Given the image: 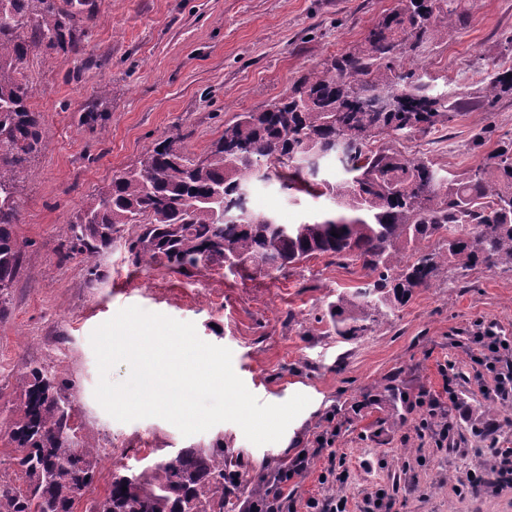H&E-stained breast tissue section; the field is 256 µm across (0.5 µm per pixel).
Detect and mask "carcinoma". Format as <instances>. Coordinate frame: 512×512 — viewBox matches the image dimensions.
Wrapping results in <instances>:
<instances>
[{
    "label": "carcinoma",
    "mask_w": 512,
    "mask_h": 512,
    "mask_svg": "<svg viewBox=\"0 0 512 512\" xmlns=\"http://www.w3.org/2000/svg\"><path fill=\"white\" fill-rule=\"evenodd\" d=\"M446 1L453 2L396 0L356 48L309 71L266 108L236 113L202 159L174 138L155 144L77 216L73 250L95 255L130 226L137 261L184 273L218 261L233 275L273 279L320 255L358 262L369 281L328 303L342 336L365 333L442 267L512 269V136L483 165L459 174L443 175L432 160L405 150L404 142L448 128L461 110L459 100L399 70L400 55L458 26L463 13L444 8ZM94 18V0H0V315L24 248L12 230L18 183L47 148L22 65L48 35L49 49L81 53ZM483 82V103L491 106L512 93V66H498ZM328 155L345 170L333 182L319 178ZM274 177L297 192L329 196L338 214L281 224L273 212L249 209L251 184ZM19 383L22 413L7 435L24 486L0 479V512H75L101 453L78 437L72 383L42 366ZM231 467L222 443L184 448L142 470L112 474L87 512H224Z\"/></svg>",
    "instance_id": "1"
}]
</instances>
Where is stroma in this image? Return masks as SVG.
<instances>
[{
    "label": "stroma",
    "instance_id": "obj_1",
    "mask_svg": "<svg viewBox=\"0 0 512 512\" xmlns=\"http://www.w3.org/2000/svg\"><path fill=\"white\" fill-rule=\"evenodd\" d=\"M394 0H95L96 20L78 55L31 53L23 68L30 105L44 115L48 147L18 184L25 248L0 316V476L14 446L5 434L21 407L19 376L37 362L74 382L82 437L118 451L101 459L87 499L113 472L142 468L183 448L223 443L244 479L273 477L301 452L309 466L289 483L292 512L309 499L343 500L346 512H512V488L495 483L496 448H512V399L496 396L512 370V271L444 269L361 336L337 335L326 315L340 291L365 281L360 265L324 255L277 278L228 276L220 264L178 273L135 262L121 238L96 261L69 250L70 226L114 174L135 167L158 141L176 137L204 156L238 112L264 108L313 67L364 41ZM463 29L404 69L466 103L447 131L416 136L408 152L444 172L482 161L472 136L492 126L512 135V95L481 102L493 66H512V0H475ZM103 119L83 123L89 110ZM250 204L280 223L333 209L325 196L255 182ZM100 276L92 278L89 266ZM194 323L199 337L232 352L235 373L260 402L302 393L310 403L280 441L257 446L236 424L183 436L169 422H120L94 397L92 331L128 306ZM504 345L487 362L486 329ZM436 399L435 410L419 403ZM456 402H449V395ZM328 437L331 447L321 448Z\"/></svg>",
    "mask_w": 512,
    "mask_h": 512
}]
</instances>
